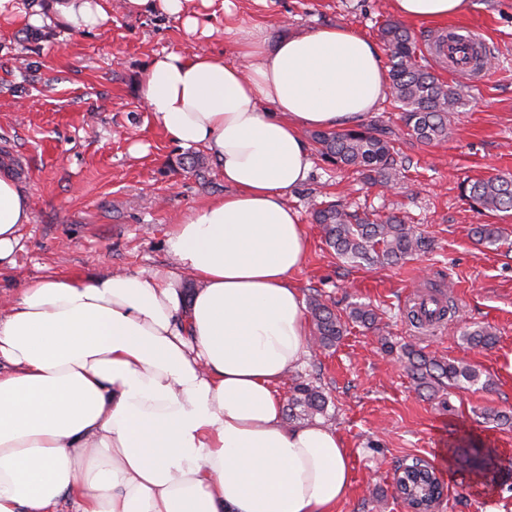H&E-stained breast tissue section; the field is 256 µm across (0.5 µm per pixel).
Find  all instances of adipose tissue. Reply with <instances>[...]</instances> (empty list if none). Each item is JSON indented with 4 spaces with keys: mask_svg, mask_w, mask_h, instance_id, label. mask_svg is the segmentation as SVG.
<instances>
[{
    "mask_svg": "<svg viewBox=\"0 0 512 512\" xmlns=\"http://www.w3.org/2000/svg\"><path fill=\"white\" fill-rule=\"evenodd\" d=\"M190 3L127 0L211 35ZM472 7L393 0L419 21ZM108 18L107 0H52L27 22L89 31ZM226 33L235 61L165 51L142 89L168 140L224 174V196L168 231L176 268L47 274L0 308V512H335L350 493L339 435L288 423L278 395L309 336L293 281L309 240L288 198L313 165L304 132L357 127L383 100L382 49L343 24ZM31 221L0 172V267Z\"/></svg>",
    "mask_w": 512,
    "mask_h": 512,
    "instance_id": "1",
    "label": "adipose tissue"
}]
</instances>
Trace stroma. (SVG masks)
Instances as JSON below:
<instances>
[{
    "label": "stroma",
    "instance_id": "1",
    "mask_svg": "<svg viewBox=\"0 0 512 512\" xmlns=\"http://www.w3.org/2000/svg\"><path fill=\"white\" fill-rule=\"evenodd\" d=\"M474 2L450 23L479 31L494 66L481 85L471 86L430 64L440 79L460 85L465 99L448 116L447 140L411 142L402 135L399 111L383 100L366 122L401 133L399 146L410 160L392 188L318 159L289 200L310 241L296 274L304 298L319 296L341 314L365 304L379 317L371 329L349 324L336 347L310 346L304 365L280 388L287 399L294 383L310 382L329 400L327 424L349 448L353 474L337 512H407L393 474L414 457L435 466L445 483L439 512H512V427L487 417L512 414V214L480 216L463 195L466 180L512 176V0ZM49 3L15 0L16 11L0 15V153L9 154L8 169L32 208L16 263L0 272V297L47 273L171 266L168 230L190 209L223 196L214 159L171 144L141 103L156 53L204 48L233 57L224 29L243 20L274 35L340 23L375 39L393 16L390 0H211L203 12L214 32L206 38L187 33L174 17L133 13L112 0L111 19L89 32L60 23L27 27L25 13ZM193 154L203 160L195 169L183 164ZM322 200L403 216L430 247L395 265L344 262L312 222V207ZM483 222L503 230L499 249L476 243L472 230ZM427 289L449 297L455 314L422 332L405 311ZM477 326L492 328L493 347L461 341L465 328ZM406 346L470 364L488 385L434 396L417 391L402 357ZM455 429L486 442L497 473L482 476L450 458L448 434Z\"/></svg>",
    "mask_w": 512,
    "mask_h": 512
}]
</instances>
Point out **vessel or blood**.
<instances>
[{
  "mask_svg": "<svg viewBox=\"0 0 512 512\" xmlns=\"http://www.w3.org/2000/svg\"><path fill=\"white\" fill-rule=\"evenodd\" d=\"M484 47L485 41L480 34L458 28L450 37L443 33L435 35L428 49L440 65L448 67L454 74L466 76L468 83L475 84L485 79L478 62Z\"/></svg>",
  "mask_w": 512,
  "mask_h": 512,
  "instance_id": "obj_1",
  "label": "vessel or blood"
}]
</instances>
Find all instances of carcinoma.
I'll list each match as a JSON object with an SVG mask.
<instances>
[{"mask_svg": "<svg viewBox=\"0 0 512 512\" xmlns=\"http://www.w3.org/2000/svg\"><path fill=\"white\" fill-rule=\"evenodd\" d=\"M380 38L389 53V82L392 102L402 112V121L411 140L431 145L448 137V113L462 105L459 89L441 81L421 63L418 48L408 28L397 20H387L380 29ZM318 152L328 162L352 168L382 186L388 185L403 167L404 157L396 146L399 134L382 126H360L345 131L318 130L312 134ZM465 197L477 213L495 215L512 211V179L495 176L478 179L464 187ZM314 223L321 226L328 245L336 257L351 263L392 264L429 247L428 241L416 234L397 215L370 218L348 211L337 201H322L313 211ZM477 240L496 246L501 240L499 228L480 224L474 229ZM316 327L318 347L330 349L340 341L351 321L371 328L377 322L376 312L356 304L340 315L318 297L309 301ZM462 340L472 347L490 348L497 336L488 327L465 330ZM407 370L417 387L432 392L445 387L463 389L479 382L480 373L468 364L426 358L413 349L404 351ZM328 398L319 387L305 382L293 386L288 416L313 417L326 413ZM454 455L480 470L491 465L492 451L478 439L460 440ZM426 463L418 458L406 464L403 477L411 489L421 491V468Z\"/></svg>", "mask_w": 512, "mask_h": 512, "instance_id": "cac0c4a2", "label": "carcinoma"}]
</instances>
